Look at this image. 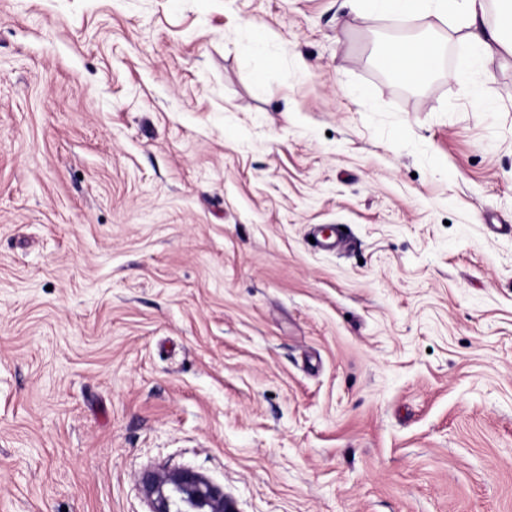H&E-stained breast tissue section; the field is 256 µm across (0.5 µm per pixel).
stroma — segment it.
<instances>
[{
	"label": "stroma",
	"instance_id": "35a3bbf8",
	"mask_svg": "<svg viewBox=\"0 0 512 512\" xmlns=\"http://www.w3.org/2000/svg\"><path fill=\"white\" fill-rule=\"evenodd\" d=\"M428 27L0 0V512H512V55L376 65ZM441 56L442 47L437 40L422 34H407L390 42L382 60L394 76L409 80L415 73L417 77L413 81L420 82L440 69ZM138 483L150 512H239L223 488L192 469H146Z\"/></svg>",
	"mask_w": 512,
	"mask_h": 512
}]
</instances>
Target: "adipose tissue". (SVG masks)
<instances>
[{
  "mask_svg": "<svg viewBox=\"0 0 512 512\" xmlns=\"http://www.w3.org/2000/svg\"><path fill=\"white\" fill-rule=\"evenodd\" d=\"M366 12L385 18L413 19L435 16L463 30L470 54L454 71L465 81L472 69H489L498 53L512 55V6L503 5L495 20L487 18V0H361ZM440 43L422 34L394 38L382 54L389 71L401 79H425L441 66Z\"/></svg>",
  "mask_w": 512,
  "mask_h": 512,
  "instance_id": "ef3b65f1",
  "label": "adipose tissue"
}]
</instances>
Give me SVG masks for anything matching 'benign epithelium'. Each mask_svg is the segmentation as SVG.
Instances as JSON below:
<instances>
[{
    "label": "benign epithelium",
    "instance_id": "obj_1",
    "mask_svg": "<svg viewBox=\"0 0 512 512\" xmlns=\"http://www.w3.org/2000/svg\"><path fill=\"white\" fill-rule=\"evenodd\" d=\"M138 483L150 512H238L223 488L192 469H146Z\"/></svg>",
    "mask_w": 512,
    "mask_h": 512
}]
</instances>
